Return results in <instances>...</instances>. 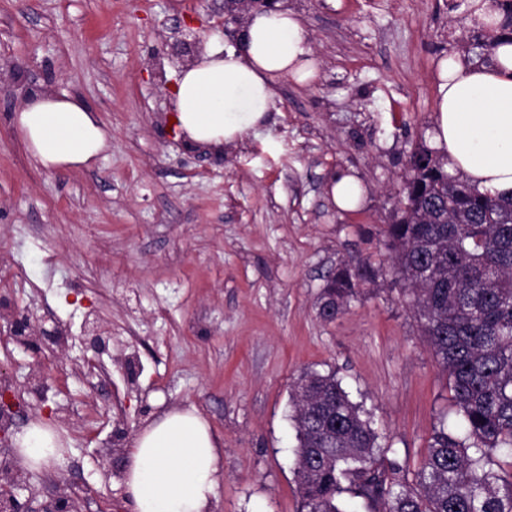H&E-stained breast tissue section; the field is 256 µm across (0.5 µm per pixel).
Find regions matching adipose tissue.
I'll return each mask as SVG.
<instances>
[{
  "instance_id": "1",
  "label": "adipose tissue",
  "mask_w": 512,
  "mask_h": 512,
  "mask_svg": "<svg viewBox=\"0 0 512 512\" xmlns=\"http://www.w3.org/2000/svg\"><path fill=\"white\" fill-rule=\"evenodd\" d=\"M489 66L457 55L437 66L432 145L448 170L483 193L512 195V43L496 42ZM315 85L320 62L307 30L288 9L258 12L246 47L212 40L178 73L174 122L191 143L219 148L263 126L282 78ZM33 160L43 169L89 166L109 146L103 122L79 96L34 92L14 117ZM18 462L37 469L61 459L58 434L31 423L15 440ZM221 477L219 444L193 408L173 410L136 435L123 487L131 512H208Z\"/></svg>"
}]
</instances>
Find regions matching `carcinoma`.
Wrapping results in <instances>:
<instances>
[{"label": "carcinoma", "instance_id": "cac0c4a2", "mask_svg": "<svg viewBox=\"0 0 512 512\" xmlns=\"http://www.w3.org/2000/svg\"><path fill=\"white\" fill-rule=\"evenodd\" d=\"M409 164L387 245L462 431L435 430L413 471L334 374L307 371L291 385L300 512H348L345 493L374 512H512V468L493 460L512 458V198L471 189L423 143ZM355 269L331 274L321 305L347 306L370 275Z\"/></svg>", "mask_w": 512, "mask_h": 512}]
</instances>
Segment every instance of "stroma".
I'll return each mask as SVG.
<instances>
[{
  "label": "stroma",
  "instance_id": "stroma-1",
  "mask_svg": "<svg viewBox=\"0 0 512 512\" xmlns=\"http://www.w3.org/2000/svg\"><path fill=\"white\" fill-rule=\"evenodd\" d=\"M309 33L312 87L281 80L268 123L219 152L170 125L179 24L216 37L204 0H0V300L55 319L65 349L32 356L0 337V387L35 369L11 430L59 432L60 463L29 470L37 503L73 496L79 512H130L120 475L137 431L194 406L222 446L209 512H299L293 381L334 373L371 412L381 447L422 466L438 426L458 417L445 375L393 269L385 229L429 141L433 74L482 34L465 0H281ZM76 94L111 134L90 167L49 172L14 125L28 89ZM353 172L361 206L344 212L331 176ZM372 276L335 319L318 314L349 261ZM112 331L96 368L85 323Z\"/></svg>",
  "mask_w": 512,
  "mask_h": 512
}]
</instances>
